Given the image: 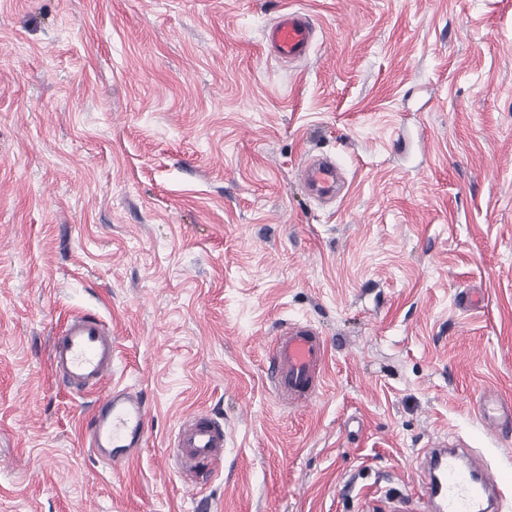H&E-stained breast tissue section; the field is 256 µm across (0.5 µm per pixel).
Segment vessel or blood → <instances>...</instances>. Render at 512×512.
Here are the masks:
<instances>
[{"label": "vessel or blood", "mask_w": 512, "mask_h": 512, "mask_svg": "<svg viewBox=\"0 0 512 512\" xmlns=\"http://www.w3.org/2000/svg\"><path fill=\"white\" fill-rule=\"evenodd\" d=\"M315 26L307 14L289 10L266 31L271 54L282 61L307 56ZM303 182L316 197L336 196L335 162L326 156L310 159L302 170ZM328 347L321 332L310 322L283 323L273 336L265 361V379L278 402L302 407L322 390ZM51 365L63 387L85 394L97 393L86 437L95 455L120 471L146 442L148 406L142 394L113 386L99 387L112 374V330L99 316L72 315L53 337ZM482 422L493 428L512 423V403L494 390L479 401ZM228 432L223 423L204 412L183 417L170 454L185 481L207 478L224 460ZM423 485L416 500L396 496L389 512H501L503 502L496 483L463 449L439 439L421 457Z\"/></svg>", "instance_id": "1"}]
</instances>
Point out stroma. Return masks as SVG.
<instances>
[{"label":"stroma","instance_id":"obj_1","mask_svg":"<svg viewBox=\"0 0 512 512\" xmlns=\"http://www.w3.org/2000/svg\"><path fill=\"white\" fill-rule=\"evenodd\" d=\"M291 8L318 37L285 63ZM82 311L152 404L119 475L51 369ZM285 320L329 342L304 408L263 382ZM488 386L512 399V0H0V512H383L438 437L512 512ZM200 410L230 441L193 487L169 450ZM314 23L301 11L282 13L266 31L270 53L287 62L307 56L315 36ZM303 182L316 197L332 200L336 197V163L329 157L310 159L302 170Z\"/></svg>","mask_w":512,"mask_h":512}]
</instances>
